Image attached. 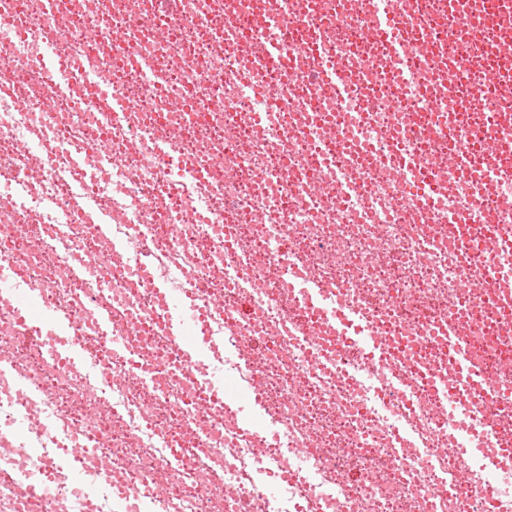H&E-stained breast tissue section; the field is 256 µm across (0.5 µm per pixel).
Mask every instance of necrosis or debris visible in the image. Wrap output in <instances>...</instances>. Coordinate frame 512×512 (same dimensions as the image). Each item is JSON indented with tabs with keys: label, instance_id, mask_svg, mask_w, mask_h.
Here are the masks:
<instances>
[{
	"label": "necrosis or debris",
	"instance_id": "1",
	"mask_svg": "<svg viewBox=\"0 0 512 512\" xmlns=\"http://www.w3.org/2000/svg\"><path fill=\"white\" fill-rule=\"evenodd\" d=\"M378 2L0 0V276L72 320L0 291V512H512V281L468 286L483 225L512 231V177L431 162L477 130L512 142V84L489 106L454 67L494 36L469 24L484 0H390L407 29L435 17L424 86L417 46L373 35ZM310 286L383 359L302 304ZM173 296L266 429L177 370ZM449 327L496 390L471 397L477 436L436 396ZM393 366L405 388L376 390Z\"/></svg>",
	"mask_w": 512,
	"mask_h": 512
}]
</instances>
